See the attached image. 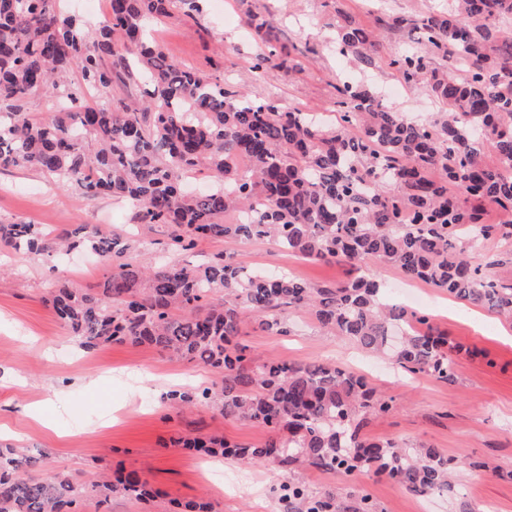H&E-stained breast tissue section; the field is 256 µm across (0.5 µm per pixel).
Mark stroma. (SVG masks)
Returning a JSON list of instances; mask_svg holds the SVG:
<instances>
[{"label": "stroma", "mask_w": 512, "mask_h": 512, "mask_svg": "<svg viewBox=\"0 0 512 512\" xmlns=\"http://www.w3.org/2000/svg\"><path fill=\"white\" fill-rule=\"evenodd\" d=\"M443 0H198L196 10L151 23L160 48L225 88L254 98L274 97L284 108L333 119L340 112V80L377 89L403 86L389 58L410 45V31L378 32L377 67L364 70L332 45V26L348 15L371 27L377 16L416 17ZM266 16L278 34L266 73L254 70L265 46L244 20ZM389 99L390 110L422 122L441 109L427 85L403 86ZM0 219L43 224L59 231L98 224L133 238L136 262L151 268L161 261L197 264L221 251L254 268L283 270L311 285L345 283L355 272L345 263L309 261L270 241L202 242L193 250H167L154 232L135 222L133 209L108 197L91 201L58 187L34 170L0 169ZM109 268L74 257L65 264L0 249V426L17 431L16 445L41 450L37 474L60 471L91 482L117 469L137 471L162 495L149 505L112 496L109 512H167L173 499H205L213 512H282L275 491L284 475L275 464L245 465L228 458L201 457L174 445L190 432L262 444L267 430L244 424L212 407L178 415L163 395L174 386L207 385L213 370L171 357L147 345H101L86 350L69 336L47 302L61 283L93 290ZM419 289L422 310L449 340L463 345L453 354L454 380L392 372L389 358L375 357L345 337L321 327L304 311L286 313L291 333L279 336L250 323L244 339L264 358L333 362L365 375L394 400L391 412L370 417L364 436L437 449L459 459L446 494L422 502L385 476L361 471L341 483L330 471L307 468L296 479L318 491L339 490L344 500L366 492L380 512H460L494 505L512 512V323L494 312L448 296L428 284ZM479 356H471V349ZM39 407L43 421L26 413Z\"/></svg>", "instance_id": "obj_1"}]
</instances>
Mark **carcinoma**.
<instances>
[{"instance_id":"1","label":"carcinoma","mask_w":512,"mask_h":512,"mask_svg":"<svg viewBox=\"0 0 512 512\" xmlns=\"http://www.w3.org/2000/svg\"><path fill=\"white\" fill-rule=\"evenodd\" d=\"M195 0H110L97 28H85L61 0H0V167L35 169L88 200L131 204L173 250L197 242L273 240L315 261L396 266L411 280L512 320V284L473 265L486 241H512V221L490 223L488 208L512 214V0H448L414 25L416 47L390 58L408 85L424 82L445 105L429 125L379 103L376 90L343 81L346 107L327 128L273 98L253 100L166 55L147 24ZM246 25L272 45L273 27L255 13ZM339 53L364 69L377 65L375 32L345 16L333 26ZM453 56L458 76L436 64ZM148 75L140 97L114 98L116 80ZM43 93L59 103L48 120L25 112ZM491 151L495 160L484 159ZM197 171L210 189L188 191ZM0 245L43 257L97 255L111 273L96 292L62 285L52 308L80 345L141 344L212 368L210 386L174 389V411L210 405L226 418L271 434L261 446L183 437L184 448L252 463L301 466L349 479L372 470L421 494L449 486L458 460L434 448H406L361 434L369 415L393 399L365 377L333 364L261 359L241 341L248 320L288 335L278 313L309 312L324 328L370 353H385L393 328L404 372L455 377L448 337L428 315L389 303L381 284L360 276L312 288L294 275L234 265L223 252L196 266L129 260L131 239L97 224L67 236L42 224L0 220ZM43 454L0 444V512H77L87 485L63 473L35 477ZM99 502L121 493L139 503L159 497L136 472L94 484ZM284 512H377L366 495L347 504L333 491L281 486Z\"/></svg>"}]
</instances>
